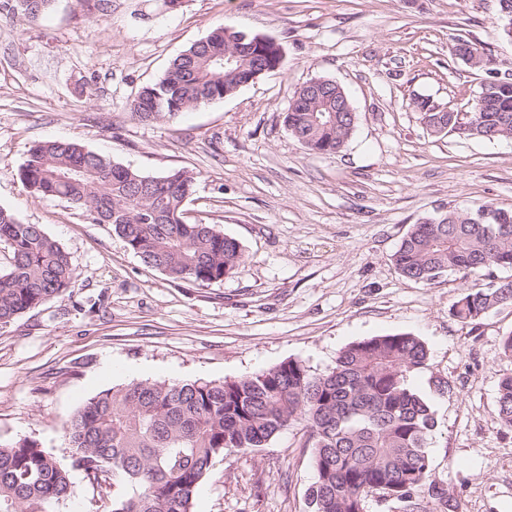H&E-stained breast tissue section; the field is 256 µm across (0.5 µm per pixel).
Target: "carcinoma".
<instances>
[{"instance_id": "cac0c4a2", "label": "carcinoma", "mask_w": 512, "mask_h": 512, "mask_svg": "<svg viewBox=\"0 0 512 512\" xmlns=\"http://www.w3.org/2000/svg\"><path fill=\"white\" fill-rule=\"evenodd\" d=\"M22 0H0V15L38 22L52 0L27 11ZM242 31L219 26L169 64L158 82L138 89L130 109L138 120H171L228 97L245 86L253 61L239 56L222 67ZM454 55L495 79L491 59L470 42L454 40ZM271 70L283 54L273 40L262 47ZM491 100L478 96L466 123H436L434 134L457 132L487 140L512 138V78ZM336 90L288 113V131L309 151L340 152L354 130L333 111ZM20 177L33 194L63 199L98 224H110L141 260L175 280L208 285L241 263L240 243L213 224H189L184 213L195 174L179 169L153 177L75 141H41L28 151ZM475 212L449 211L410 226L393 254L406 278L432 283L448 273L478 276L495 265L512 268V211L503 223ZM0 326L58 298L77 277L68 253L36 224L0 208ZM512 304V280L471 287L453 305L464 323ZM428 349L409 333L352 343L335 367L313 374L289 359L234 380L140 381L100 392L67 421L71 465L91 485L112 486V512H193L196 489L212 460L232 450L263 448L283 429L301 425L313 448L316 479L307 490L308 512H365L374 495L402 512H431L421 496L430 477L427 444L436 421L430 406L407 384L427 365ZM497 416L512 428V374L498 387ZM75 494L68 469L35 440L0 444V512H49L48 504Z\"/></svg>"}]
</instances>
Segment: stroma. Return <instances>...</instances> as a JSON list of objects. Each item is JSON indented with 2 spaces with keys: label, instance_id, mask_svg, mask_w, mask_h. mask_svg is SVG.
I'll return each instance as SVG.
<instances>
[{
  "label": "stroma",
  "instance_id": "stroma-1",
  "mask_svg": "<svg viewBox=\"0 0 512 512\" xmlns=\"http://www.w3.org/2000/svg\"><path fill=\"white\" fill-rule=\"evenodd\" d=\"M498 0H54L37 24L0 18V207L39 225L77 276L62 296L0 327V443L37 441L68 462L64 422L88 399L139 380H233L283 361L314 373L349 344L410 333L427 346L409 387L435 412L434 512H512V429L496 413L512 374V304L465 324L468 285H426L392 255L411 224L483 204L512 209V139L430 133L425 96L469 118L486 75L453 56L469 41L512 75ZM274 39L280 69L224 99L144 123L130 102L220 24ZM338 82L356 111L338 154L305 150L284 125L293 93ZM77 141L148 176L197 174L187 220L237 239L243 261L199 286L145 265L112 229L19 176L38 141ZM294 425L266 448L217 456L194 512H308L315 480ZM74 497L50 512H112V492L71 469Z\"/></svg>",
  "mask_w": 512,
  "mask_h": 512
}]
</instances>
